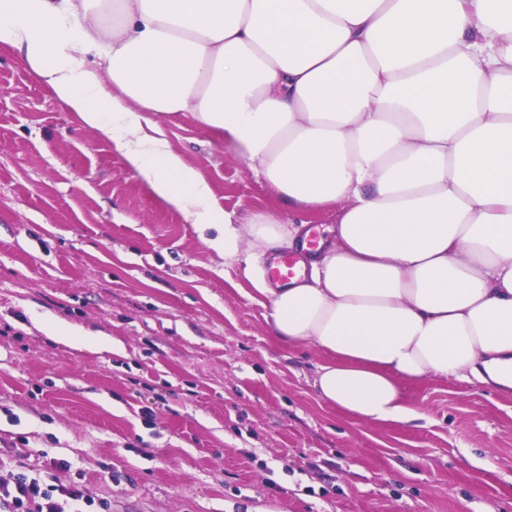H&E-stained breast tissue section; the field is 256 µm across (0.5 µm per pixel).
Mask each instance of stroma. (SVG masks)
Masks as SVG:
<instances>
[{"label":"stroma","mask_w":512,"mask_h":512,"mask_svg":"<svg viewBox=\"0 0 512 512\" xmlns=\"http://www.w3.org/2000/svg\"><path fill=\"white\" fill-rule=\"evenodd\" d=\"M161 125L223 212L277 206L218 133ZM211 235L0 44V477L66 460L92 512H512L511 392L428 376L401 384L418 420L350 417Z\"/></svg>","instance_id":"obj_1"}]
</instances>
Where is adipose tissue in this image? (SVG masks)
Returning <instances> with one entry per match:
<instances>
[{
	"mask_svg": "<svg viewBox=\"0 0 512 512\" xmlns=\"http://www.w3.org/2000/svg\"><path fill=\"white\" fill-rule=\"evenodd\" d=\"M0 43L155 195L220 226L224 258L303 248L299 214L339 205L310 273L263 290L278 340L335 356L322 400L406 423L401 378L512 388V0H0ZM178 112L277 206L223 215L159 124Z\"/></svg>",
	"mask_w": 512,
	"mask_h": 512,
	"instance_id": "1",
	"label": "adipose tissue"
}]
</instances>
